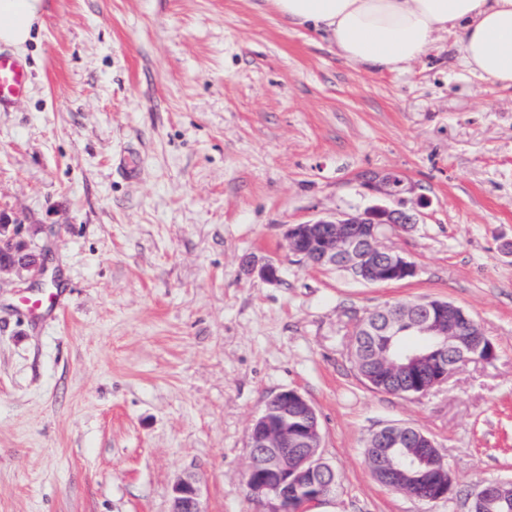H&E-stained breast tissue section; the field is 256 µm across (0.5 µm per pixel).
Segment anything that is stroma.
Listing matches in <instances>:
<instances>
[{
  "label": "stroma",
  "instance_id": "stroma-1",
  "mask_svg": "<svg viewBox=\"0 0 512 512\" xmlns=\"http://www.w3.org/2000/svg\"><path fill=\"white\" fill-rule=\"evenodd\" d=\"M458 56L441 33L370 73L265 0H43L27 93L0 108V212L49 253L67 309L30 314L41 289L0 277V512H170L187 475L205 512H266L248 433L284 389L315 407L336 472L321 512H469L479 483L512 481V89ZM372 173L422 208L382 234L412 278L288 254L286 225L387 203ZM428 298L469 311L494 357L423 395L372 389L358 321ZM393 423L436 442L447 498L374 478L367 443Z\"/></svg>",
  "mask_w": 512,
  "mask_h": 512
}]
</instances>
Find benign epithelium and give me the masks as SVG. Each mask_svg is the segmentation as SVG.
<instances>
[{
  "label": "benign epithelium",
  "instance_id": "1",
  "mask_svg": "<svg viewBox=\"0 0 512 512\" xmlns=\"http://www.w3.org/2000/svg\"><path fill=\"white\" fill-rule=\"evenodd\" d=\"M421 213L402 203L374 205L356 215L319 218L304 224H290L284 237L288 252L314 266L342 269L354 278L372 284H389L410 278L414 265L395 250L380 244L381 230L392 226L405 232L419 223ZM23 224L0 215V242L10 245L0 251V275L42 278L48 270L46 257L29 252L22 237ZM359 326L384 337L406 330L430 337L435 347L416 353L403 363L389 362V371L378 370L374 377L396 378L411 395L424 394L446 382L462 363L489 360L495 350L480 323L464 308L447 300L423 299L409 306L405 316L385 315L380 324L363 320ZM411 467L406 469L391 459V450L406 441ZM251 460L245 484L258 500L275 502L271 512H288V496L297 500L296 512H305L313 502L329 496L335 489L332 468L320 453L322 435L313 405L299 392L284 390L269 398L248 434ZM368 454L377 460L374 477L389 488L425 501L448 497L453 482L435 441L420 431L401 424H390L374 435ZM505 481H487L471 494L470 512H483L499 500ZM170 512H204L200 490L190 477L173 486Z\"/></svg>",
  "mask_w": 512,
  "mask_h": 512
}]
</instances>
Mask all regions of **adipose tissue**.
<instances>
[{
	"instance_id": "ef3b65f1",
	"label": "adipose tissue",
	"mask_w": 512,
	"mask_h": 512,
	"mask_svg": "<svg viewBox=\"0 0 512 512\" xmlns=\"http://www.w3.org/2000/svg\"><path fill=\"white\" fill-rule=\"evenodd\" d=\"M289 25L325 35L343 60L372 72H399L435 35L460 45L461 65L512 88V0H268ZM41 0H0V44L26 50Z\"/></svg>"
}]
</instances>
